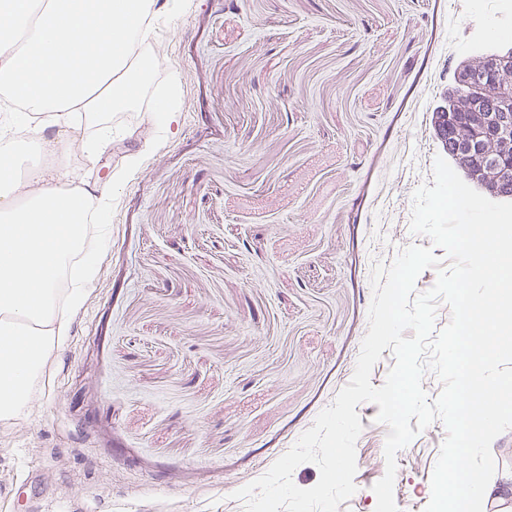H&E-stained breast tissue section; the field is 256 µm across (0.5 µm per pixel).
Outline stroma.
I'll return each mask as SVG.
<instances>
[{"instance_id":"35a3bbf8","label":"stroma","mask_w":512,"mask_h":512,"mask_svg":"<svg viewBox=\"0 0 512 512\" xmlns=\"http://www.w3.org/2000/svg\"><path fill=\"white\" fill-rule=\"evenodd\" d=\"M188 2L96 167L71 161L111 186L110 232L32 408L0 424V512H245L233 492L351 381L375 262L431 244L413 193L455 68L512 43V0ZM378 411L357 408L338 512H375ZM445 437L438 419L398 452L400 512H424ZM178 78L176 75L171 74L169 77V92L166 96L160 98L153 112H158L160 122L168 127L173 120L176 112H180L176 106V90Z\"/></svg>"}]
</instances>
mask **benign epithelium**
<instances>
[{
  "label": "benign epithelium",
  "mask_w": 512,
  "mask_h": 512,
  "mask_svg": "<svg viewBox=\"0 0 512 512\" xmlns=\"http://www.w3.org/2000/svg\"><path fill=\"white\" fill-rule=\"evenodd\" d=\"M512 72V48L505 52H486L469 59L458 69L457 91L448 105L436 116L438 131H453L452 158L464 154L478 159L477 171L469 172V180L486 197L500 198L498 190L504 163L512 161V114L507 109L481 112L479 105L489 94L491 81L464 80V76L482 74L501 78Z\"/></svg>",
  "instance_id": "obj_1"
}]
</instances>
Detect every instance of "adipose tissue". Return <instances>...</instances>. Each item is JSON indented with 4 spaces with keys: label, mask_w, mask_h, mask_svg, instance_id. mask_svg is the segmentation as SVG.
Wrapping results in <instances>:
<instances>
[{
    "label": "adipose tissue",
    "mask_w": 512,
    "mask_h": 512,
    "mask_svg": "<svg viewBox=\"0 0 512 512\" xmlns=\"http://www.w3.org/2000/svg\"><path fill=\"white\" fill-rule=\"evenodd\" d=\"M187 0H0V92L21 102L0 115V422L24 417L36 385L63 345L71 311L94 275L86 259L64 306L55 281L79 249L87 213L104 221L110 195L45 169V124L57 127L59 152L94 161L112 140L72 134L70 115L93 118L131 107L136 74L158 68L143 54L161 15L177 17ZM478 448L449 449L465 466L449 468L439 498L465 512L512 506V468L471 482Z\"/></svg>",
    "instance_id": "ef3b65f1"
}]
</instances>
